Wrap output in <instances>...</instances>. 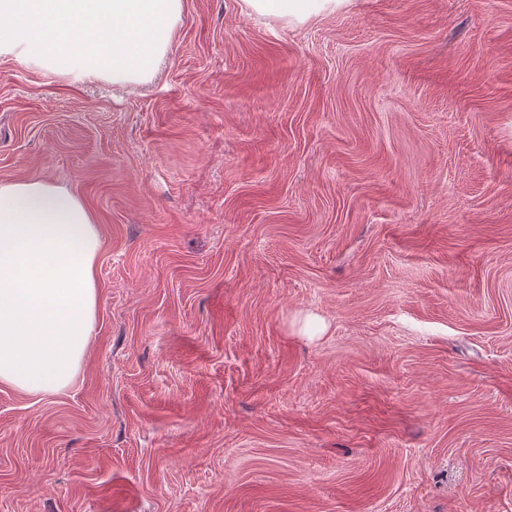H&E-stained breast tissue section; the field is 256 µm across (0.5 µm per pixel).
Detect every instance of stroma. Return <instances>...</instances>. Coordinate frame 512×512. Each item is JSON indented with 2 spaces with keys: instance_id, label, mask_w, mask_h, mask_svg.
I'll use <instances>...</instances> for the list:
<instances>
[{
  "instance_id": "stroma-1",
  "label": "stroma",
  "mask_w": 512,
  "mask_h": 512,
  "mask_svg": "<svg viewBox=\"0 0 512 512\" xmlns=\"http://www.w3.org/2000/svg\"><path fill=\"white\" fill-rule=\"evenodd\" d=\"M27 177L97 311L68 388L0 384V512H512V0H183L144 85L0 59ZM346 2L348 0H242L249 14L276 17L294 25L334 12Z\"/></svg>"
}]
</instances>
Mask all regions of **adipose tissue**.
<instances>
[{
    "label": "adipose tissue",
    "mask_w": 512,
    "mask_h": 512,
    "mask_svg": "<svg viewBox=\"0 0 512 512\" xmlns=\"http://www.w3.org/2000/svg\"><path fill=\"white\" fill-rule=\"evenodd\" d=\"M297 25L346 0H242ZM100 232L83 202L42 178L0 181V384L32 395L74 378L94 328Z\"/></svg>",
    "instance_id": "adipose-tissue-1"
}]
</instances>
